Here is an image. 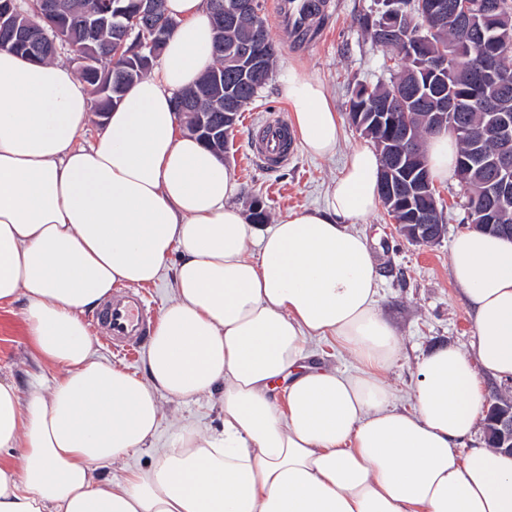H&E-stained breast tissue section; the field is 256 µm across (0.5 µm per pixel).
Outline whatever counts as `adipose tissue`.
<instances>
[{
	"label": "adipose tissue",
	"instance_id": "1",
	"mask_svg": "<svg viewBox=\"0 0 512 512\" xmlns=\"http://www.w3.org/2000/svg\"><path fill=\"white\" fill-rule=\"evenodd\" d=\"M177 26L91 144L94 107L67 64L0 49V304L61 373L21 399L0 381V512H512V455L463 449L484 417L482 374L512 379V239L460 232L451 276L470 350L425 354L409 406L384 379L400 348L377 305L378 270L355 225L379 205L381 160L353 150L324 209L258 229L221 158L180 130L175 96L214 62L207 0H166ZM311 156L335 155L340 117L296 67L279 84ZM446 131L432 178L455 172ZM172 265L175 298L146 373L100 360L82 316L119 284ZM351 358L312 363L311 341ZM222 389L221 431L181 428L120 483L100 467L150 445L157 392Z\"/></svg>",
	"mask_w": 512,
	"mask_h": 512
}]
</instances>
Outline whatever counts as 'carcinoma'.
<instances>
[{"mask_svg": "<svg viewBox=\"0 0 512 512\" xmlns=\"http://www.w3.org/2000/svg\"><path fill=\"white\" fill-rule=\"evenodd\" d=\"M19 21L27 23L32 39L26 46L15 44L10 28L0 25V47H7L16 54L35 62L54 58L64 51L71 56L82 55L88 60L87 68L79 70L81 79L91 87L97 100L95 112L106 113L123 99L130 85L150 69L140 60L129 55L136 39L143 36V24L133 9L134 0H112V18L100 28L94 48H86L79 27L71 28L70 42L55 40L50 25L43 19L41 0H13ZM105 0H55L62 15L80 18ZM401 23L404 37L392 39L383 31L382 17L366 23L371 40L396 53L401 67L387 84H377L365 94L366 86L355 88L349 101V118L358 129L370 137L380 152L383 166L396 162L392 141L402 129L410 128L416 139V151L422 163H427L423 151L425 139L434 134L431 119L437 103L426 96L431 85L461 99L463 109L452 116L449 132L456 127H466L482 135L481 148L494 157L497 142L492 128V114L512 113V43L502 40V35H512V0H497L499 10L479 21V24L455 26H426L421 16L431 12L434 5L453 4L456 0H401ZM243 41L254 43L264 56V68L258 72L246 70V63L237 52ZM215 62L204 71L192 88L180 92L175 98L179 113L193 112L195 117L216 115L230 107L241 113L269 82L277 59L268 22L261 16L244 17L232 26H224V38L215 40ZM448 56V70L433 75L423 64L431 58ZM487 55L496 58L501 73L511 77L502 84L498 81H481L479 64ZM398 100L403 104L397 123L390 116H383V103ZM460 144L457 175L465 185L468 196L466 220L478 224L484 211L479 190L492 173L470 164L473 143L458 133Z\"/></svg>", "mask_w": 512, "mask_h": 512, "instance_id": "cac0c4a2", "label": "carcinoma"}]
</instances>
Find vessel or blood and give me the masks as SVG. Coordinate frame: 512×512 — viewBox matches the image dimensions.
<instances>
[{"label":"vessel or blood","instance_id":"vessel-or-blood-1","mask_svg":"<svg viewBox=\"0 0 512 512\" xmlns=\"http://www.w3.org/2000/svg\"><path fill=\"white\" fill-rule=\"evenodd\" d=\"M317 0H271L273 19L292 37H299L314 21L310 8ZM253 159L267 169L285 165L294 153V142L283 117H270L257 131L251 148ZM94 328L113 348L123 352L142 349L154 329V315L143 292L137 288L113 290L111 298L94 312Z\"/></svg>","mask_w":512,"mask_h":512}]
</instances>
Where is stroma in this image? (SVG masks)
<instances>
[{
    "label": "stroma",
    "instance_id": "obj_1",
    "mask_svg": "<svg viewBox=\"0 0 512 512\" xmlns=\"http://www.w3.org/2000/svg\"><path fill=\"white\" fill-rule=\"evenodd\" d=\"M375 11V0H324L316 37L298 48L285 42L280 29L271 28L270 35L279 48L275 77L242 112L225 159L238 183L235 202L241 208L261 200L274 221L291 210L324 208L327 190L346 157L366 144V137L350 122H343L342 139L333 158L315 159L299 149L286 166L270 171L248 160L254 126L274 114L289 116L290 107L278 92L279 79L289 66L322 79L340 113L345 112L357 84L389 81L390 50L375 45L364 31L367 17ZM436 195L443 205L447 232L435 246L408 243L382 207L357 225L378 262L379 308L401 338L399 357L385 378L404 399L410 395L417 364L425 352L439 345L465 348L473 336V323L449 269L450 243L465 228L467 190L455 178L437 185ZM24 307L21 300L0 306V381L15 384L26 397L32 391L45 390L61 370L40 357L30 344ZM158 400L162 418L150 447L103 467V475L117 482L127 470L148 469L155 451L167 447L179 426L202 431H218L223 426L220 394L175 400L162 393Z\"/></svg>",
    "mask_w": 512,
    "mask_h": 512
}]
</instances>
